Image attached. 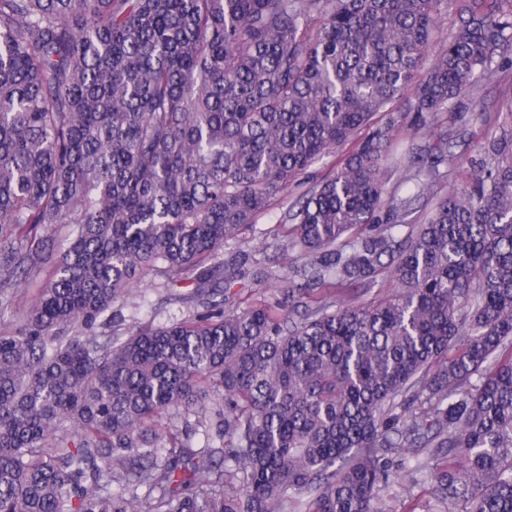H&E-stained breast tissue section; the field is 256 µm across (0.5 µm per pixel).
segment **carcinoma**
Returning <instances> with one entry per match:
<instances>
[{
    "label": "carcinoma",
    "mask_w": 512,
    "mask_h": 512,
    "mask_svg": "<svg viewBox=\"0 0 512 512\" xmlns=\"http://www.w3.org/2000/svg\"><path fill=\"white\" fill-rule=\"evenodd\" d=\"M443 4L0 0V321L46 272L0 331V512H512V101L424 223L385 198L396 131L429 193L440 115L512 49V0H460L416 78ZM351 143L277 226L296 268L252 274L278 295L224 310V244ZM157 268L203 310L123 326ZM458 2L448 0V8L442 10L440 25L433 37V41L426 55L420 73L423 74L430 66L432 58L437 54L442 45L447 41L449 35L455 29L459 22ZM43 278L44 274L37 275L36 273H34L30 280V286L28 288H19L17 292L14 312L11 317L9 316L4 318L6 323L13 320L18 321L23 317L26 310L28 309L32 296L36 291V284H38ZM387 281L378 279V282L371 288H358L350 292L336 294L337 298L355 304H367L385 296L390 288Z\"/></svg>",
    "instance_id": "cac0c4a2"
}]
</instances>
